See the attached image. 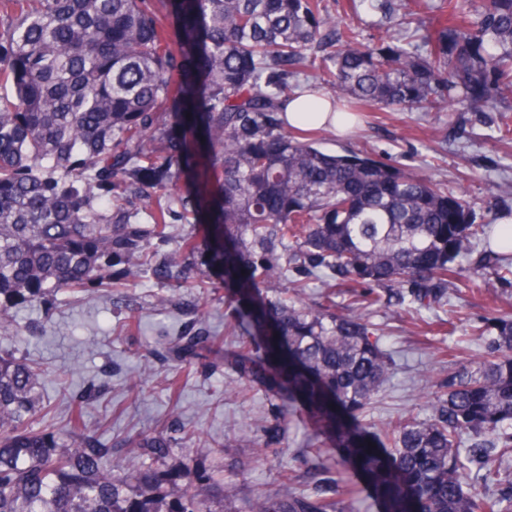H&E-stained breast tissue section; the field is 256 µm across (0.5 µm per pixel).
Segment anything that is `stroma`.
<instances>
[{"label":"stroma","mask_w":512,"mask_h":512,"mask_svg":"<svg viewBox=\"0 0 512 512\" xmlns=\"http://www.w3.org/2000/svg\"><path fill=\"white\" fill-rule=\"evenodd\" d=\"M501 119L498 112H374L349 135L321 131L319 143L331 153L364 150L441 180L449 190L467 195L480 215L512 207L511 197L499 202L485 191L486 181L512 180V144L495 138ZM209 229L194 212L181 210L169 223L166 241L154 245L161 257L175 243L193 242L194 259L212 284L206 292L184 288L159 307L160 286L148 274L132 288L94 295L59 291L48 321L42 311L18 308V356L43 363L52 374L37 388V427H65L74 398L103 382L105 395L84 407V422L105 441L169 436L170 452L157 468H176L223 440L228 449L201 466L207 472L217 466L237 473L240 501L279 489L289 475L297 476L299 489L310 490L311 475L335 468L356 489L353 512H384L348 462L342 443L319 431L301 400L274 382L250 305L229 315L220 286L223 268L212 262L208 249ZM493 303L500 312L512 313V283L491 281L486 296L450 297L413 321L372 313V322L386 328L384 348L395 370L367 414L351 419L352 429L382 449L387 423L410 412L424 415L428 386H441L455 367L487 357L486 341L472 336L471 329L483 324ZM448 320L455 322V332L445 328ZM188 330L201 334L206 359L175 356ZM143 362L149 365L143 381L131 386L130 373Z\"/></svg>","instance_id":"obj_1"}]
</instances>
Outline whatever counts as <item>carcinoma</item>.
Returning a JSON list of instances; mask_svg holds the SVG:
<instances>
[{
    "label": "carcinoma",
    "instance_id": "1",
    "mask_svg": "<svg viewBox=\"0 0 512 512\" xmlns=\"http://www.w3.org/2000/svg\"><path fill=\"white\" fill-rule=\"evenodd\" d=\"M356 9V0L341 13L324 0H0V85L9 87L0 94V341L18 335V304L138 280L171 214L149 202L192 164L202 178L194 212H208L216 168L223 203L210 250L225 290L248 300L290 270L351 289L338 311L330 293L307 306L305 286L293 284L253 315L270 322L262 339L277 377L336 434L385 512H512V479L482 496L465 487L461 457L465 435L497 437L492 452L474 443L486 464L512 457L511 315L472 329L489 337L490 358L448 375L426 417L388 424L394 457L348 423L394 374L364 311L390 308L384 294L395 288L397 314L480 290L482 274L461 275L458 261L481 240L503 253L478 267L512 281L507 226L494 230L492 211L476 222L465 196L367 151L326 153L309 122L284 118L293 69L316 72L310 95L352 117L512 112V0H399L371 42L347 20ZM322 45L331 51L319 60L311 50ZM175 94L184 124L201 127L192 140L165 125ZM136 200L145 221L129 208ZM194 250L175 247L155 279L172 292L198 285ZM47 376L0 346V512H213L211 493L235 497L234 481L202 475L195 459L145 468L169 452L161 434L130 438L114 456L80 427L93 386L70 429L34 428ZM333 483L341 488L315 495L282 488L245 512H350V490Z\"/></svg>",
    "mask_w": 512,
    "mask_h": 512
}]
</instances>
